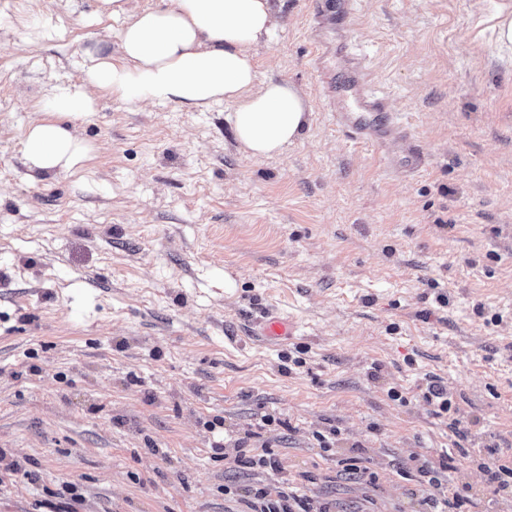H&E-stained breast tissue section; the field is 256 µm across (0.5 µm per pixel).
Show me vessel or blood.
<instances>
[{
	"label": "vessel or blood",
	"instance_id": "vessel-or-blood-1",
	"mask_svg": "<svg viewBox=\"0 0 512 512\" xmlns=\"http://www.w3.org/2000/svg\"><path fill=\"white\" fill-rule=\"evenodd\" d=\"M336 125L363 141L404 140L405 134L391 115L387 101L369 85L364 61L351 58L341 81L330 90Z\"/></svg>",
	"mask_w": 512,
	"mask_h": 512
}]
</instances>
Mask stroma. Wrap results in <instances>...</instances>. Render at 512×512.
I'll return each instance as SVG.
<instances>
[{
	"instance_id": "35a3bbf8",
	"label": "stroma",
	"mask_w": 512,
	"mask_h": 512,
	"mask_svg": "<svg viewBox=\"0 0 512 512\" xmlns=\"http://www.w3.org/2000/svg\"><path fill=\"white\" fill-rule=\"evenodd\" d=\"M92 2L0 0V512H243L268 486L331 512H426L434 477L464 494L450 512H512L483 468L512 459L501 0H353L331 71L366 59L417 171L402 143L337 127L314 0H281L258 51L260 78L311 109L279 156L241 150L232 104L95 90L68 121L89 158L31 171L22 141L51 88L81 84L87 48H118ZM270 315L295 335L260 336ZM244 438L277 469L243 462Z\"/></svg>"
}]
</instances>
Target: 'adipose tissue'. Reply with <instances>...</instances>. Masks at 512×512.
Listing matches in <instances>:
<instances>
[{"label":"adipose tissue","mask_w":512,"mask_h":512,"mask_svg":"<svg viewBox=\"0 0 512 512\" xmlns=\"http://www.w3.org/2000/svg\"><path fill=\"white\" fill-rule=\"evenodd\" d=\"M97 2V17L123 22L118 50L86 51L82 85L53 87L45 100L50 119L33 123L24 140L32 169L63 171L88 157L65 121L90 110L93 88L132 104L231 103L235 137L255 158L276 157L301 137L309 121L304 94L257 70V51L277 24L274 0H167L140 11L129 0Z\"/></svg>","instance_id":"1"}]
</instances>
